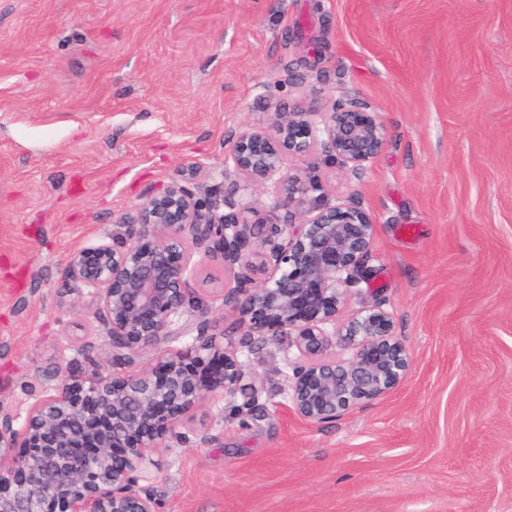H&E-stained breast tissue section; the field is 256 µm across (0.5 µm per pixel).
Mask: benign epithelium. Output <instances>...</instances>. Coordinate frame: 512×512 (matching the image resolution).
Wrapping results in <instances>:
<instances>
[{
    "label": "benign epithelium",
    "mask_w": 512,
    "mask_h": 512,
    "mask_svg": "<svg viewBox=\"0 0 512 512\" xmlns=\"http://www.w3.org/2000/svg\"><path fill=\"white\" fill-rule=\"evenodd\" d=\"M387 139L382 116L360 96H341L328 111L306 98L239 132L219 174L150 192L135 215L116 221L111 241L69 253L67 279L77 294L93 296L85 316L107 352L91 360L88 372L56 367L49 376L53 394L31 406L21 428L0 409V512H157L156 499L140 484L150 455L211 396L258 393L257 376L209 332L219 315L238 316L241 348L256 338L294 337L289 397L307 421L334 420L398 388L411 354L394 335L382 299L334 330L346 294L368 279L376 221L358 206L329 201L311 178L285 169L287 156L318 144L358 175ZM271 183L266 220L241 218L255 209L241 191L259 196ZM264 222L282 224L283 242L263 235ZM194 246L224 263L258 266L265 277L228 294L199 292L190 287ZM192 327V354L177 351L158 371L117 372ZM338 345L343 356L328 357ZM17 448L30 452L20 456ZM116 448L124 449L120 465Z\"/></svg>",
    "instance_id": "7a95c632"
}]
</instances>
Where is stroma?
<instances>
[{"instance_id":"1","label":"stroma","mask_w":512,"mask_h":512,"mask_svg":"<svg viewBox=\"0 0 512 512\" xmlns=\"http://www.w3.org/2000/svg\"><path fill=\"white\" fill-rule=\"evenodd\" d=\"M298 76L388 128L359 175L318 148L288 167L376 219L339 317L379 293L410 371L312 423L291 337L239 349L258 396L211 397L154 453L158 512H512V0H0V405L24 421L58 365L104 350L68 254L222 169Z\"/></svg>"}]
</instances>
